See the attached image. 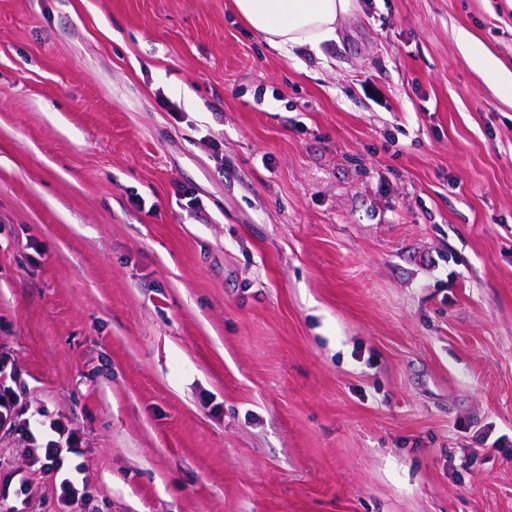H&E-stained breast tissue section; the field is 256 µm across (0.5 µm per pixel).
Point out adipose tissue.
Wrapping results in <instances>:
<instances>
[{
    "label": "adipose tissue",
    "mask_w": 512,
    "mask_h": 512,
    "mask_svg": "<svg viewBox=\"0 0 512 512\" xmlns=\"http://www.w3.org/2000/svg\"><path fill=\"white\" fill-rule=\"evenodd\" d=\"M354 0H233L236 15L275 49L336 40Z\"/></svg>",
    "instance_id": "ef3b65f1"
}]
</instances>
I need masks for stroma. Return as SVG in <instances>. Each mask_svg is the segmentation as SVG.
<instances>
[{
	"instance_id": "1",
	"label": "stroma",
	"mask_w": 512,
	"mask_h": 512,
	"mask_svg": "<svg viewBox=\"0 0 512 512\" xmlns=\"http://www.w3.org/2000/svg\"><path fill=\"white\" fill-rule=\"evenodd\" d=\"M356 5L0 0V354L91 512H512V0ZM355 0H233L235 14L275 49L337 39Z\"/></svg>"
}]
</instances>
